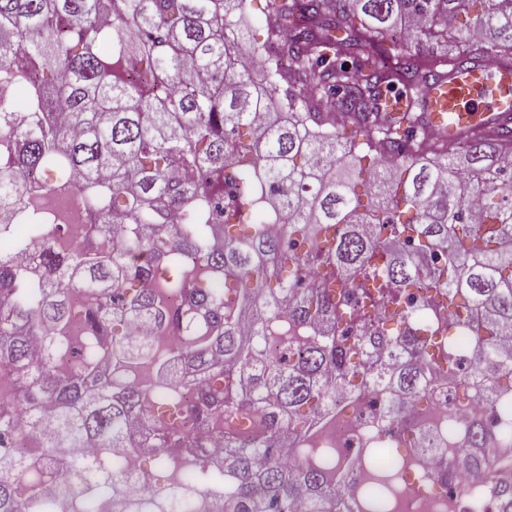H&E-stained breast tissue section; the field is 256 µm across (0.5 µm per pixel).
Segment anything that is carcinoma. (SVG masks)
Masks as SVG:
<instances>
[{"instance_id": "1", "label": "carcinoma", "mask_w": 512, "mask_h": 512, "mask_svg": "<svg viewBox=\"0 0 512 512\" xmlns=\"http://www.w3.org/2000/svg\"><path fill=\"white\" fill-rule=\"evenodd\" d=\"M246 0H0V231L52 224L44 194L72 189L95 213L94 243L38 254L37 274L0 254V367L13 370L14 403L27 420L0 413V512H191L190 488L131 489L110 458L87 444L129 445L128 426L146 411L137 384L112 382L100 357L131 371L148 356L121 342L127 324H163V287L191 285L176 319L185 346L158 360L170 380L191 369L213 385L197 414L232 421L250 403L257 429L224 436V454L199 466L208 512H371L344 497L349 468L328 449L300 453L282 432L307 433L336 407V389H371L395 422L399 400L424 387L429 363L417 337L473 336L470 360L450 342L437 371L486 391L512 389V128L445 140L425 160V93L455 68L512 61V0H265L264 39L240 24ZM451 50L422 54V39ZM275 49L263 78L240 49ZM285 87L281 107L273 94ZM348 116L351 134L320 124ZM395 164L383 161L385 156ZM253 174L267 188L264 209L288 216L285 234L307 241L334 228L331 248L300 256L281 235L247 218L244 197L224 208V182ZM182 208L185 225L168 223ZM409 248L381 250L379 237ZM195 252L199 264L181 256ZM335 275V291L303 283L309 267ZM417 291L423 323L404 312L389 326L361 322L349 290ZM67 288L96 302L81 337L78 369H53L67 354ZM40 338L46 353L32 346ZM270 339L282 343L274 360ZM387 361L362 375L363 361ZM36 434L45 455L73 457L72 482L44 499L14 439Z\"/></svg>"}]
</instances>
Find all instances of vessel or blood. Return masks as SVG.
<instances>
[{"instance_id": "b4317fda", "label": "vessel or blood", "mask_w": 512, "mask_h": 512, "mask_svg": "<svg viewBox=\"0 0 512 512\" xmlns=\"http://www.w3.org/2000/svg\"><path fill=\"white\" fill-rule=\"evenodd\" d=\"M512 118V64L452 71L427 99V126L448 140Z\"/></svg>"}]
</instances>
